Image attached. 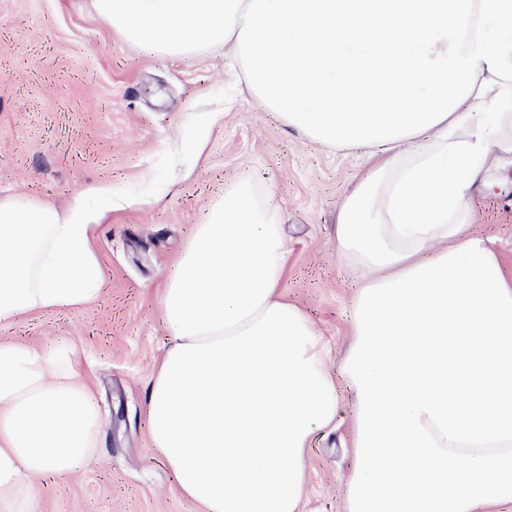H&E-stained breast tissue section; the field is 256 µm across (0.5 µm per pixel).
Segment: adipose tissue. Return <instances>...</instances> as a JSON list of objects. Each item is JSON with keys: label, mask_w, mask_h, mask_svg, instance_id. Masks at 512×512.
Returning a JSON list of instances; mask_svg holds the SVG:
<instances>
[{"label": "adipose tissue", "mask_w": 512, "mask_h": 512, "mask_svg": "<svg viewBox=\"0 0 512 512\" xmlns=\"http://www.w3.org/2000/svg\"><path fill=\"white\" fill-rule=\"evenodd\" d=\"M169 57L228 48L248 95L312 141L363 150L336 251L363 274L343 372L355 395L347 512L512 504V280L475 202L512 187V0H94ZM111 204L0 200V324L92 302ZM269 187L228 185L163 273L167 346L146 427L204 512H300L307 450L336 419L326 345L281 283ZM76 350L0 341V512L96 458L102 420Z\"/></svg>", "instance_id": "obj_1"}]
</instances>
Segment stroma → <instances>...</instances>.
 <instances>
[{"mask_svg":"<svg viewBox=\"0 0 512 512\" xmlns=\"http://www.w3.org/2000/svg\"><path fill=\"white\" fill-rule=\"evenodd\" d=\"M219 113L195 168L179 130ZM364 170L354 152L312 142L242 94L223 50L197 58L142 53L93 0H0V199L59 208L87 187L127 195L96 230L104 270L97 299L0 325V340L73 343L77 376L103 419L92 467L37 483L36 512H201L172 485L145 425L152 371L166 335L161 274L225 185L247 176L283 210L288 263L281 291L322 334L339 376L351 342L360 276L336 254L339 206ZM477 229L512 274V197H482ZM334 424L308 450L301 512H346L353 395L339 387Z\"/></svg>","mask_w":512,"mask_h":512,"instance_id":"obj_1","label":"stroma"}]
</instances>
